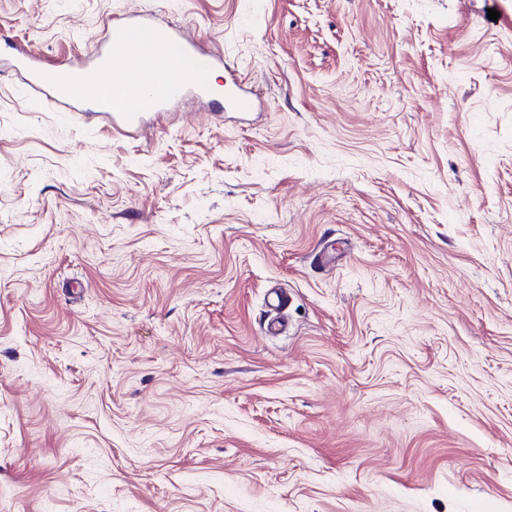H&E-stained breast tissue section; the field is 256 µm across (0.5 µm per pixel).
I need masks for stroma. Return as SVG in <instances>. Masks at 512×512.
<instances>
[{
    "label": "stroma",
    "mask_w": 512,
    "mask_h": 512,
    "mask_svg": "<svg viewBox=\"0 0 512 512\" xmlns=\"http://www.w3.org/2000/svg\"><path fill=\"white\" fill-rule=\"evenodd\" d=\"M132 14L252 109L21 94ZM0 512H512V0H0ZM241 85L236 78L224 82L223 110L247 112L251 107L250 98L242 93ZM268 302L273 314L266 322V333L270 336L281 335L285 328L283 314L288 308V294L281 288H274L270 293Z\"/></svg>",
    "instance_id": "35a3bbf8"
}]
</instances>
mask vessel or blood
I'll use <instances>...</instances> for the list:
<instances>
[{"label": "vessel or blood", "mask_w": 512, "mask_h": 512, "mask_svg": "<svg viewBox=\"0 0 512 512\" xmlns=\"http://www.w3.org/2000/svg\"><path fill=\"white\" fill-rule=\"evenodd\" d=\"M105 26L106 39L82 61L69 59L42 65L33 51L19 52L16 68L26 74L27 97L78 120L91 116L103 119L113 132L127 137L142 128L148 115L166 111L190 97H214V90L204 80L170 79L164 69L174 52L198 61L209 70L223 67V53L205 48L181 29L167 30L161 42L140 44L138 34L153 28L151 22L141 18L115 16L107 20ZM107 66L112 69L116 96L87 102L81 92L82 85L94 80ZM250 107L251 101L243 94L238 80L225 82L224 110L245 112ZM269 307L272 314L266 322V332L271 336L281 335L285 328L283 314L288 307L287 293L278 288L272 290Z\"/></svg>", "instance_id": "obj_1"}]
</instances>
